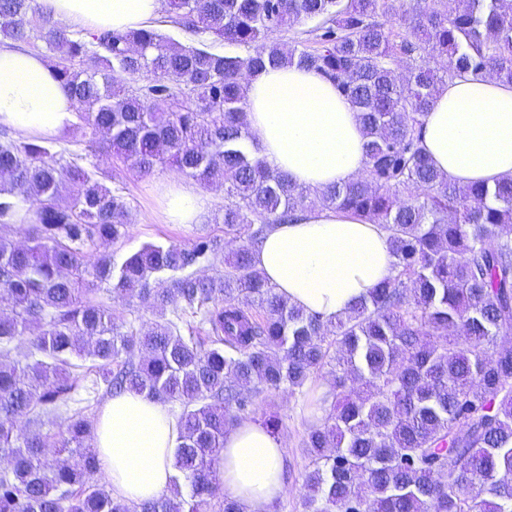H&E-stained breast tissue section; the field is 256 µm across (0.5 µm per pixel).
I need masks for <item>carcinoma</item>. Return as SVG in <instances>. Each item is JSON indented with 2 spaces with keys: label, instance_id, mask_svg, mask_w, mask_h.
I'll use <instances>...</instances> for the list:
<instances>
[{
  "label": "carcinoma",
  "instance_id": "carcinoma-1",
  "mask_svg": "<svg viewBox=\"0 0 512 512\" xmlns=\"http://www.w3.org/2000/svg\"><path fill=\"white\" fill-rule=\"evenodd\" d=\"M183 44L153 28L74 31L38 0H0V38L45 42L84 131L68 160L0 130V350L38 325L22 358L0 361V512H241L224 498V435L254 400L303 391L326 367L333 396L307 429L304 512H512V178L448 181L425 152L423 119L455 79L512 84V9L502 0H169ZM309 40L279 41L291 23ZM244 45L232 56L208 39ZM415 60L405 78L397 70ZM297 64L358 112L367 172L313 189L269 168L253 143L247 76ZM166 163L221 184L224 234L242 241L209 278L218 242L149 243L120 261L128 203L100 181ZM69 194L67 204L61 197ZM28 204L16 220L18 201ZM318 206L379 224L393 274L334 320L291 305L253 265L275 224ZM156 309L142 330L98 299L104 287ZM189 336H184L181 326ZM91 365H84L85 361ZM135 391L181 406L170 493L141 504L96 478L86 404ZM65 415L54 435L15 434ZM52 448L53 459L46 449Z\"/></svg>",
  "mask_w": 512,
  "mask_h": 512
}]
</instances>
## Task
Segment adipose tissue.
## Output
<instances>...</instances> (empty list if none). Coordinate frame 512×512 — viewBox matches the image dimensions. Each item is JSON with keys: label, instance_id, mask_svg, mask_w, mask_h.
Masks as SVG:
<instances>
[{"label": "adipose tissue", "instance_id": "1", "mask_svg": "<svg viewBox=\"0 0 512 512\" xmlns=\"http://www.w3.org/2000/svg\"><path fill=\"white\" fill-rule=\"evenodd\" d=\"M44 12L89 31L148 25L161 0H39ZM248 122L260 157L300 186L324 188L366 172L357 112L333 83L295 65L246 80ZM77 122V103L37 54L0 46V124L16 136L51 137ZM423 146L452 181L494 185L512 177V84L456 79L440 91L422 127ZM167 223L197 224L210 199L179 181L160 186ZM395 258L376 224L311 211L275 225L254 251L257 267L289 303L326 319L348 311L391 276ZM178 419L161 403L125 392L107 401L94 429L97 464L114 496L159 497L174 473ZM219 477L242 512H271L287 497L284 443L244 420L224 437Z\"/></svg>", "mask_w": 512, "mask_h": 512}]
</instances>
